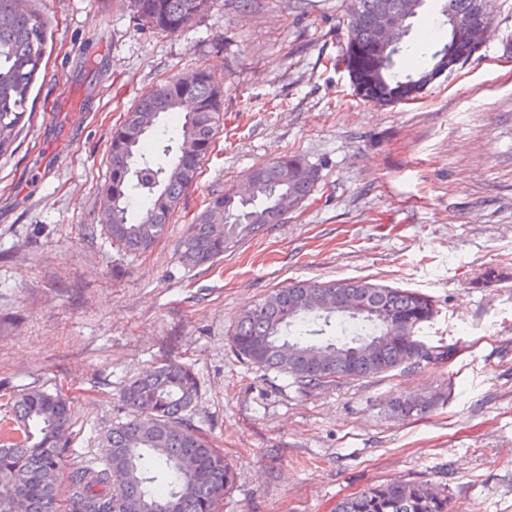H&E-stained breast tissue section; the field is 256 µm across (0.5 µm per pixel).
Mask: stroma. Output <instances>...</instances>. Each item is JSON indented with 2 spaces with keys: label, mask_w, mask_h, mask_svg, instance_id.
Masks as SVG:
<instances>
[{
  "label": "stroma",
  "mask_w": 512,
  "mask_h": 512,
  "mask_svg": "<svg viewBox=\"0 0 512 512\" xmlns=\"http://www.w3.org/2000/svg\"><path fill=\"white\" fill-rule=\"evenodd\" d=\"M50 21L30 125L0 156V418L40 387L72 403L68 466L103 463L119 392L191 365L189 414L235 468L220 512H333L386 480L445 484L452 512H512V0L480 50L413 102L361 99L340 61L344 0H215L170 35L130 0H26ZM203 65L224 125L165 236L142 255L96 225L113 126L162 79ZM296 154L322 176L300 211L213 265L176 256L214 194ZM491 267L507 279L486 285ZM369 277L431 298L449 363L299 392L238 358L236 315L295 280ZM401 393L431 413L392 415Z\"/></svg>",
  "instance_id": "1"
}]
</instances>
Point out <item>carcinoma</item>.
I'll return each instance as SVG.
<instances>
[{
  "instance_id": "obj_1",
  "label": "carcinoma",
  "mask_w": 512,
  "mask_h": 512,
  "mask_svg": "<svg viewBox=\"0 0 512 512\" xmlns=\"http://www.w3.org/2000/svg\"><path fill=\"white\" fill-rule=\"evenodd\" d=\"M350 26L342 62L354 89L380 106L418 98L437 72H454L479 49L477 25L448 31L439 48L424 47L428 67L405 72L395 57L411 49L405 28L398 43L373 56L379 21L392 11L414 18L427 0H345ZM442 22L483 10L492 20L495 0H434ZM212 0H132L142 24L168 34L189 27ZM49 20L37 9L20 12L0 0V156L11 150L25 125L27 104L46 56ZM183 84L172 77L143 93L112 128L109 181L100 224L118 249L146 253L163 236L185 193L199 178L223 117L221 90L208 70L193 69ZM185 113L178 133L167 134L165 117ZM321 180L318 168L293 155L256 165L252 193L212 196L187 226L179 258L204 266L231 244L278 224L309 199ZM431 299L367 278L296 281L274 290L235 318L229 340L246 362L277 372L301 391L343 385L353 376H378L445 364L455 349L422 339L435 317ZM199 391L187 365L162 363L130 380L120 399L129 417L112 426L102 468L66 467L65 437L72 423L68 398L40 388L13 398L16 434L0 439V512H13L23 495L31 512H216L234 485V468L188 419ZM431 402L398 396L391 410L423 412ZM334 512H450L448 490L432 479L387 481L336 503Z\"/></svg>"
}]
</instances>
